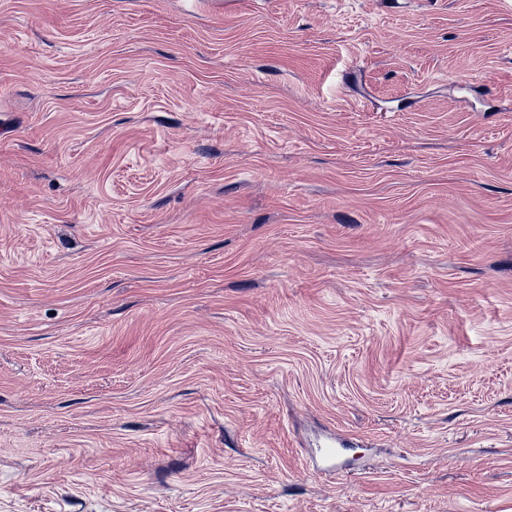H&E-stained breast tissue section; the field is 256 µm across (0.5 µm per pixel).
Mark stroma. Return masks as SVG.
<instances>
[{
  "label": "stroma",
  "mask_w": 512,
  "mask_h": 512,
  "mask_svg": "<svg viewBox=\"0 0 512 512\" xmlns=\"http://www.w3.org/2000/svg\"><path fill=\"white\" fill-rule=\"evenodd\" d=\"M0 512H512V0H0Z\"/></svg>",
  "instance_id": "1"
}]
</instances>
